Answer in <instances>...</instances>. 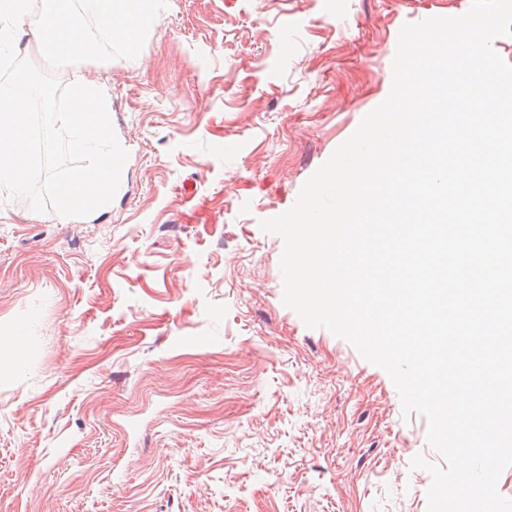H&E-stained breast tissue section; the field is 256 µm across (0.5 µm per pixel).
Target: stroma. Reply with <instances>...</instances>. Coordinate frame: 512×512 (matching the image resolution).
Returning <instances> with one entry per match:
<instances>
[{
    "label": "stroma",
    "mask_w": 512,
    "mask_h": 512,
    "mask_svg": "<svg viewBox=\"0 0 512 512\" xmlns=\"http://www.w3.org/2000/svg\"><path fill=\"white\" fill-rule=\"evenodd\" d=\"M471 0H168L104 85L94 219L0 188V512H428L389 375L282 302L259 222L382 103L404 24Z\"/></svg>",
    "instance_id": "obj_1"
}]
</instances>
